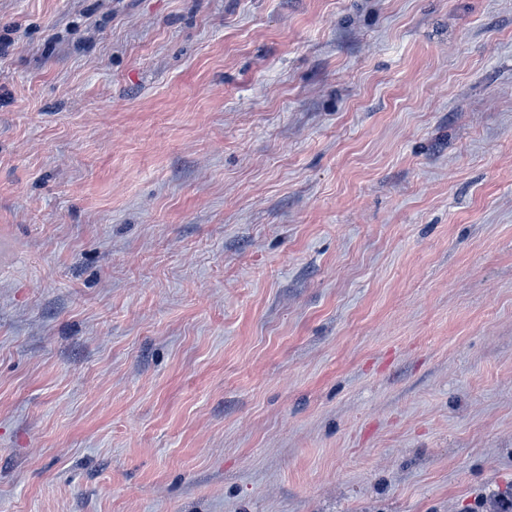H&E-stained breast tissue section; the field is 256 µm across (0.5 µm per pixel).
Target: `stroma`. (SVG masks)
Segmentation results:
<instances>
[{
	"label": "stroma",
	"instance_id": "35a3bbf8",
	"mask_svg": "<svg viewBox=\"0 0 512 512\" xmlns=\"http://www.w3.org/2000/svg\"><path fill=\"white\" fill-rule=\"evenodd\" d=\"M0 35V512L512 495V0Z\"/></svg>",
	"mask_w": 512,
	"mask_h": 512
}]
</instances>
